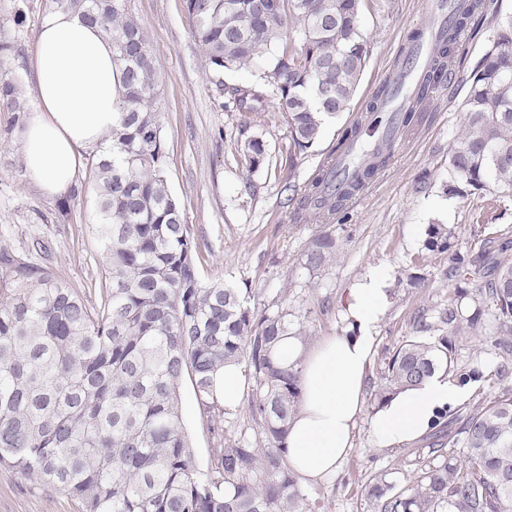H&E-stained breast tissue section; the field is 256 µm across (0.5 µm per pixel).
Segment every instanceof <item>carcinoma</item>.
I'll use <instances>...</instances> for the list:
<instances>
[{
  "label": "carcinoma",
  "mask_w": 512,
  "mask_h": 512,
  "mask_svg": "<svg viewBox=\"0 0 512 512\" xmlns=\"http://www.w3.org/2000/svg\"><path fill=\"white\" fill-rule=\"evenodd\" d=\"M51 2L97 23L120 64L112 147L95 159L104 282L92 302L0 249V467L71 498L78 512H309L286 445L301 395L300 362L280 354L289 338L307 343L306 321L288 312L286 287L258 307L239 288L200 279L191 228L168 184L155 58L131 0ZM451 2L448 25L421 69L417 102L400 109L376 147L343 174L323 164L303 190L286 184L295 222L348 220L349 202L421 123L423 100L446 85L461 33L484 24L490 11L487 50L466 78L465 127L448 149L445 191L512 194V16L490 10L488 0ZM363 5L185 0L220 107L245 125L253 113L281 114L299 150L351 107L369 55ZM420 39L417 30L409 34L396 69L414 63ZM17 51L0 40V112L25 111L9 67ZM258 63L268 89L224 90V71ZM396 95L391 84L379 87L337 150L351 155L370 115L390 109ZM236 147L249 186L268 159L267 144L247 137ZM476 225L466 254L452 250L445 225H429L424 247L448 254L445 277L457 299L415 313V335L389 360L378 401L437 371L463 385L481 382L483 366H460L456 353L487 317L491 334L483 342L501 358L495 373L512 375V233ZM336 249L333 236H316L304 267L325 270ZM228 362L248 376L246 410L262 439L243 436L215 449L216 470L204 476L182 423L180 388L189 379L206 411L224 413L213 376ZM434 428L433 445L465 448L467 469L445 455L411 488L381 477L367 491L371 512H512V389L485 395Z\"/></svg>",
  "instance_id": "obj_1"
}]
</instances>
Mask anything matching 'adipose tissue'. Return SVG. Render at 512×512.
I'll use <instances>...</instances> for the list:
<instances>
[{"instance_id": "1", "label": "adipose tissue", "mask_w": 512, "mask_h": 512, "mask_svg": "<svg viewBox=\"0 0 512 512\" xmlns=\"http://www.w3.org/2000/svg\"><path fill=\"white\" fill-rule=\"evenodd\" d=\"M38 105L23 132L29 176L47 196L74 184L82 152L112 144L119 66L111 40L79 13L44 15L28 61ZM389 303L386 276L371 274L347 289L341 315L347 331L307 348L286 346L301 362V398L287 436L292 469L309 481L334 473L352 447L365 407L364 383L376 330ZM467 387L437 374L397 393L371 419L376 443L398 447L428 432L438 410L459 402Z\"/></svg>"}]
</instances>
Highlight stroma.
Instances as JSON below:
<instances>
[{
	"label": "stroma",
	"instance_id": "stroma-1",
	"mask_svg": "<svg viewBox=\"0 0 512 512\" xmlns=\"http://www.w3.org/2000/svg\"><path fill=\"white\" fill-rule=\"evenodd\" d=\"M131 5L155 49L169 186L192 229L202 280L253 289L262 303L287 289L289 311L308 320L317 340L343 329L340 306L347 288L375 270L388 276L390 303L376 332L353 447L334 475L302 485L317 512H369L366 491L376 477L407 485L437 462L426 439L382 448L370 429L381 376L397 346L411 335L413 312L447 304L450 295L442 277L447 255L428 253L423 246L428 225H445L453 233L455 249L462 252L472 241L477 217L500 229L512 227V196H500L489 209L481 195L453 197L443 192L450 179L448 147L465 121L460 109L467 89L463 78L483 56L488 32L463 34L460 71L449 76L446 88L426 107L417 134L352 203L347 223L321 226L292 222L290 208L283 205L285 178L293 176L297 187L305 186L335 146L339 131L362 112L392 70L408 31L430 25L429 0H369L359 23L371 48L351 109L330 123L316 144L295 155L289 152L288 128L278 113L252 115L243 132L239 114L220 108L184 0H132ZM19 8L25 12L20 27L14 22ZM49 8L50 0H0V38L19 46L11 66L31 110L37 99L28 60L36 28ZM13 123V113L0 112V247H9L93 296L103 280L104 254L93 230L97 211L92 157L82 155L79 193L70 199L67 215H60L59 198L46 197L31 183ZM243 133L263 139L270 154L268 164L253 174L250 192L238 176L241 162L234 148ZM324 232L335 237L339 252L324 273L312 276L302 254L311 239ZM38 241L49 244V253L34 250ZM180 395L196 464L209 472L225 438L250 432L251 423L240 408L225 414L223 434L213 433L211 416L198 403L190 382H183ZM0 512H77V506L0 467Z\"/></svg>",
	"mask_w": 512,
	"mask_h": 512
}]
</instances>
